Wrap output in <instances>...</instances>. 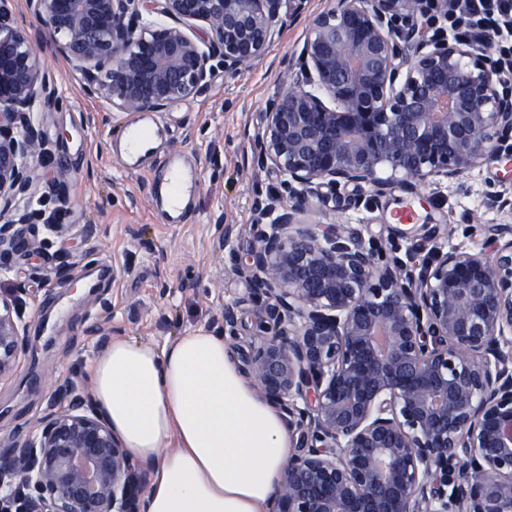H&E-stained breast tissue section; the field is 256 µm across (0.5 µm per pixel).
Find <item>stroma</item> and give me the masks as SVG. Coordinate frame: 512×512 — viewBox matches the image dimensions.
Here are the masks:
<instances>
[{"label": "stroma", "instance_id": "obj_1", "mask_svg": "<svg viewBox=\"0 0 512 512\" xmlns=\"http://www.w3.org/2000/svg\"><path fill=\"white\" fill-rule=\"evenodd\" d=\"M334 0H306L303 16L281 18L262 60L236 74L216 69L207 95L178 101L158 120L166 128L163 151L189 152L201 169L193 213L166 223L147 172L126 171L112 141L131 117L110 112L104 99L87 96L62 57L43 53L44 68L63 95L61 108L38 116L55 161L68 167L65 191L72 206L60 236L44 235L40 255L18 256L0 293L20 292L27 350L12 379L0 383V435L34 430L50 405L66 402L57 384L89 381L88 361L101 345L98 332L162 346L198 327H213L224 306H235L230 337L236 358L257 342V318L248 283L232 268L252 224L256 193L282 190L276 169L253 163V141L263 129L272 96L300 76L297 65L309 17ZM512 162L488 161L455 179L401 186L383 193L321 188L306 219L346 224L365 244L405 255L421 238L432 246L481 248L485 224H511ZM414 200L417 231L402 234L390 215ZM233 225L223 239L216 218Z\"/></svg>", "mask_w": 512, "mask_h": 512}]
</instances>
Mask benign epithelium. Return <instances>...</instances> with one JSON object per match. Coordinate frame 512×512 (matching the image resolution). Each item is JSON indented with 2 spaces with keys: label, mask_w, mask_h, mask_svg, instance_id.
Wrapping results in <instances>:
<instances>
[{
  "label": "benign epithelium",
  "mask_w": 512,
  "mask_h": 512,
  "mask_svg": "<svg viewBox=\"0 0 512 512\" xmlns=\"http://www.w3.org/2000/svg\"><path fill=\"white\" fill-rule=\"evenodd\" d=\"M0 0V267L61 235L70 198L37 195L51 153L37 116L63 97L34 41L120 113L203 96L271 43L283 0H26L36 32ZM448 0H336L309 19L305 77L269 101L257 164L283 196L253 200L234 272L250 283L260 343L244 359L297 434L271 512H512V225L479 250L410 265L346 224L303 219L317 187L376 192L456 178L512 133V90L489 50L415 39L414 15ZM168 22L162 23L155 16ZM406 20L403 26L394 24ZM0 295V380L26 335ZM132 464L88 395L70 385L25 436L0 435V512H141Z\"/></svg>",
  "instance_id": "benign-epithelium-1"
}]
</instances>
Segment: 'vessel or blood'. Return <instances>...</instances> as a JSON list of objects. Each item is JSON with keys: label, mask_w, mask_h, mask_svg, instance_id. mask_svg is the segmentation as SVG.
I'll return each instance as SVG.
<instances>
[{"label": "vessel or blood", "mask_w": 512, "mask_h": 512, "mask_svg": "<svg viewBox=\"0 0 512 512\" xmlns=\"http://www.w3.org/2000/svg\"><path fill=\"white\" fill-rule=\"evenodd\" d=\"M161 136L162 129L155 114H139L121 134L124 166L133 171L140 170L145 160L159 149ZM160 166L159 173L152 176L154 188L163 198L171 221L184 222L187 217L185 200L198 190L200 174L195 166L177 154L164 157Z\"/></svg>", "instance_id": "b4317fda"}]
</instances>
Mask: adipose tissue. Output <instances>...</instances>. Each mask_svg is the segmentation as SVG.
Listing matches in <instances>:
<instances>
[{
  "label": "adipose tissue",
  "instance_id": "obj_1",
  "mask_svg": "<svg viewBox=\"0 0 512 512\" xmlns=\"http://www.w3.org/2000/svg\"><path fill=\"white\" fill-rule=\"evenodd\" d=\"M91 377L96 408L151 469L144 512H267L292 432L222 335L199 327L160 348L115 337Z\"/></svg>",
  "mask_w": 512,
  "mask_h": 512
}]
</instances>
